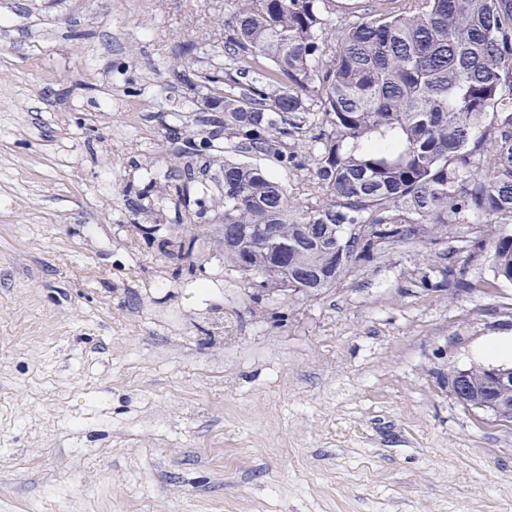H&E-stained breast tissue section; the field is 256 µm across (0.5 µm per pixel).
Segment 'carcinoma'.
<instances>
[{
  "instance_id": "obj_1",
  "label": "carcinoma",
  "mask_w": 512,
  "mask_h": 512,
  "mask_svg": "<svg viewBox=\"0 0 512 512\" xmlns=\"http://www.w3.org/2000/svg\"><path fill=\"white\" fill-rule=\"evenodd\" d=\"M224 142L309 169L293 200L257 164L224 161V262L249 284L314 298L356 266L460 224L512 223V0H231ZM341 20H336V14ZM187 140L177 197L194 177ZM512 284V233L466 241ZM422 287H479L426 251ZM471 400L487 375L468 370Z\"/></svg>"
}]
</instances>
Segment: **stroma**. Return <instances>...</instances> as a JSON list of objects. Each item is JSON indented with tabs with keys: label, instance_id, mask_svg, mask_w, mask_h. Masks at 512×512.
<instances>
[{
	"label": "stroma",
	"instance_id": "35a3bbf8",
	"mask_svg": "<svg viewBox=\"0 0 512 512\" xmlns=\"http://www.w3.org/2000/svg\"><path fill=\"white\" fill-rule=\"evenodd\" d=\"M231 20L0 0V512H512V423L446 379L512 334L487 254L456 252L467 292L421 287L420 242L257 301L225 264Z\"/></svg>",
	"mask_w": 512,
	"mask_h": 512
}]
</instances>
